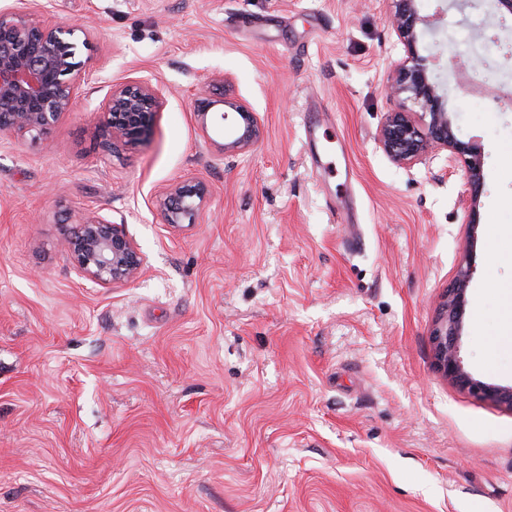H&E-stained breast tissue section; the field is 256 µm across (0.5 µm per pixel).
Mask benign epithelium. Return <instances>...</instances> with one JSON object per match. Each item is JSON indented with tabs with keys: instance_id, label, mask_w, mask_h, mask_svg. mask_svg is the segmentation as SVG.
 I'll use <instances>...</instances> for the list:
<instances>
[{
	"instance_id": "7a95c632",
	"label": "benign epithelium",
	"mask_w": 512,
	"mask_h": 512,
	"mask_svg": "<svg viewBox=\"0 0 512 512\" xmlns=\"http://www.w3.org/2000/svg\"><path fill=\"white\" fill-rule=\"evenodd\" d=\"M459 9L481 0H438L433 14L422 16L415 0H391L390 23L405 49V57L386 84L387 95L399 101L400 109L388 113L378 133L386 155L400 167H411L437 150L448 152V166L462 161L468 194L462 199L463 223L473 230L478 225L476 203L484 188L483 153L473 140L463 141L454 132L448 95L440 92L434 72L441 67L439 53L423 56L418 50V26L434 27L445 13L443 2ZM77 31L63 23L43 24L18 8L0 10V109H10L8 122L0 123V135L33 138L48 134L59 118L71 111L81 82L76 61ZM163 101L157 86L143 79L113 87L102 102L103 132L137 141L152 130ZM220 118L232 130L224 152L248 151L259 134V117L246 104L226 100ZM207 201L202 184L170 188L160 207L167 224H194ZM74 264L91 283L102 288L128 282L140 272L143 259L118 224L93 213L72 224L63 241ZM474 274L470 263L461 265L448 289L443 314L432 340L439 369L458 388L476 397L512 405V385L486 383L465 370L459 355L465 313V293Z\"/></svg>"
}]
</instances>
